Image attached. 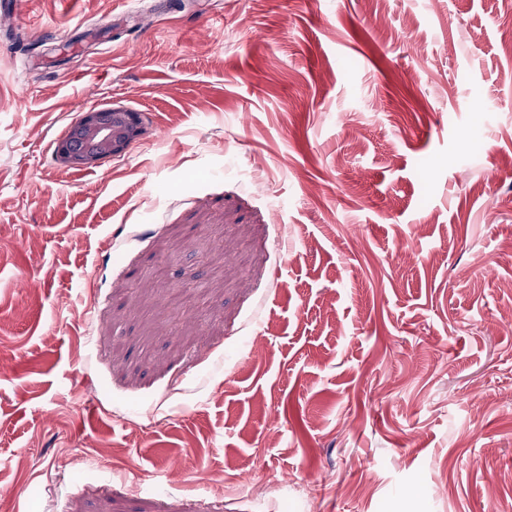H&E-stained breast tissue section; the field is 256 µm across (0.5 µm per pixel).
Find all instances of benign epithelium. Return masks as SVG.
Here are the masks:
<instances>
[{
	"instance_id": "1",
	"label": "benign epithelium",
	"mask_w": 512,
	"mask_h": 512,
	"mask_svg": "<svg viewBox=\"0 0 512 512\" xmlns=\"http://www.w3.org/2000/svg\"><path fill=\"white\" fill-rule=\"evenodd\" d=\"M142 132L136 112L120 107L89 109L68 126L55 148V161L67 169H92L125 153Z\"/></svg>"
}]
</instances>
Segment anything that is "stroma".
Returning a JSON list of instances; mask_svg holds the SVG:
<instances>
[{
  "mask_svg": "<svg viewBox=\"0 0 512 512\" xmlns=\"http://www.w3.org/2000/svg\"><path fill=\"white\" fill-rule=\"evenodd\" d=\"M510 16L22 0L0 26L11 512H512ZM108 107L143 135L59 167ZM142 132L138 113L120 107L89 109L68 126L55 148V161L67 169H92L121 156Z\"/></svg>",
  "mask_w": 512,
  "mask_h": 512,
  "instance_id": "obj_1",
  "label": "stroma"
}]
</instances>
